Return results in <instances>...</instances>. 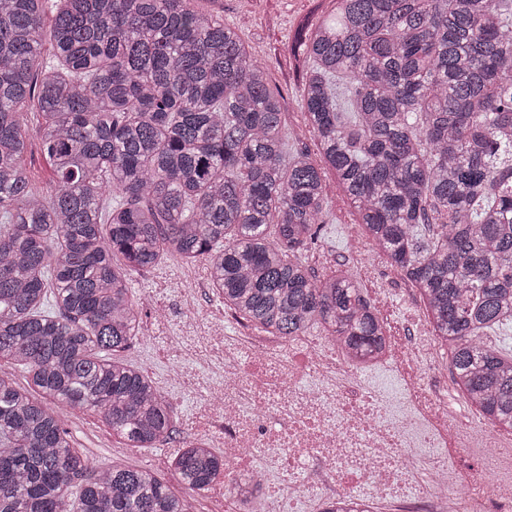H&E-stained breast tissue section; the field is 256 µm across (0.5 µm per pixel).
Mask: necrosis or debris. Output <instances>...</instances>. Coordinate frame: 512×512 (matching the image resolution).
<instances>
[{"label": "necrosis or debris", "mask_w": 512, "mask_h": 512, "mask_svg": "<svg viewBox=\"0 0 512 512\" xmlns=\"http://www.w3.org/2000/svg\"><path fill=\"white\" fill-rule=\"evenodd\" d=\"M194 355L224 364L221 403L206 411L224 432L214 512H512L504 435L433 389L437 345L425 325L388 328L383 359L399 382L390 395L324 335L245 329ZM470 448L482 468L458 464Z\"/></svg>", "instance_id": "obj_1"}]
</instances>
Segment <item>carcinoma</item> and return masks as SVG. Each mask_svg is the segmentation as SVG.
<instances>
[{
	"label": "carcinoma",
	"instance_id": "1",
	"mask_svg": "<svg viewBox=\"0 0 512 512\" xmlns=\"http://www.w3.org/2000/svg\"><path fill=\"white\" fill-rule=\"evenodd\" d=\"M337 2L304 45L316 160L288 150L264 67L195 0H57L49 23L47 0H0V363L42 395L0 371V512H191L149 469L93 467L63 427L85 408L131 448L171 434L152 379L114 357L139 336L129 273L165 256L205 263L258 329L384 351L360 288L298 256L323 224L322 163L420 290L466 400L512 430V352L487 340L512 324V0ZM171 466L202 494L224 456L187 445Z\"/></svg>",
	"mask_w": 512,
	"mask_h": 512
}]
</instances>
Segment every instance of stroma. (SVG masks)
I'll return each instance as SVG.
<instances>
[{
	"instance_id": "1",
	"label": "stroma",
	"mask_w": 512,
	"mask_h": 512,
	"mask_svg": "<svg viewBox=\"0 0 512 512\" xmlns=\"http://www.w3.org/2000/svg\"><path fill=\"white\" fill-rule=\"evenodd\" d=\"M198 6L222 17L252 46L256 59L266 68L270 85L283 96V119L291 143L316 152L315 139L297 108L304 62L293 52L292 44L322 21L334 19L336 0H199ZM324 182L326 222L318 238L303 248L301 259L321 280L341 273L351 275L369 301L385 307L395 325H415L426 312L418 289L377 250H370L368 261L357 260L354 241L362 237V227L338 190L332 169H325ZM190 276L205 284L208 279L201 264H186L175 257L130 275L129 294L143 309L142 329L139 338L118 353L120 359L140 367L154 380L172 416L170 439L152 448H130L92 411L77 409L64 419L74 447L95 467L123 464L147 468L177 492L182 485L170 462L181 449L183 437L204 430L205 402L222 379L210 364L182 356L181 351L186 344L201 342L211 325L223 326L229 336L237 335L241 325L239 317L225 312L223 300L207 285L196 304L203 318L195 320L181 292L182 282ZM176 363L189 370L188 378L178 384L170 373Z\"/></svg>"
}]
</instances>
